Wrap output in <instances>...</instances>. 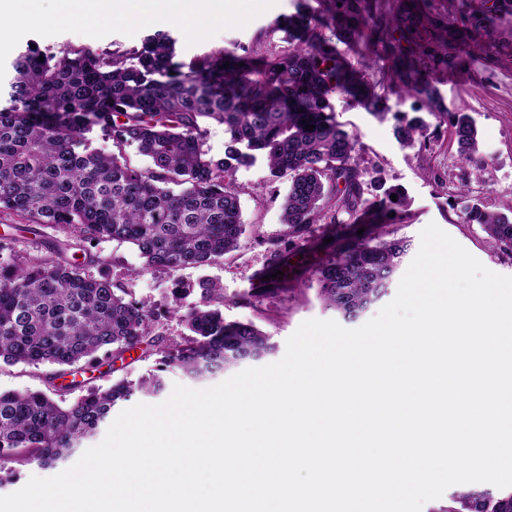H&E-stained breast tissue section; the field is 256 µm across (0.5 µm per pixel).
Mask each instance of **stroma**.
<instances>
[{"instance_id": "stroma-1", "label": "stroma", "mask_w": 512, "mask_h": 512, "mask_svg": "<svg viewBox=\"0 0 512 512\" xmlns=\"http://www.w3.org/2000/svg\"><path fill=\"white\" fill-rule=\"evenodd\" d=\"M464 9L486 16L492 43L483 49H457L455 68L434 72L432 78L443 106L470 115L476 125L478 152L489 161L481 179H474L469 169L453 165L456 144L450 126L429 117L428 107L415 98L389 97V113L382 120L350 106L342 96H333L332 102L337 121L356 139L364 198L379 201L396 189L407 200L406 207L395 209L388 218L385 231L409 240L416 250L421 231L436 223L487 269L512 276V253L494 247L481 225L464 221V203L458 198L459 187L466 182L471 200L483 209L501 213L512 210V0H465ZM293 11L294 0H238L234 16L201 29L169 21L146 23L131 16L117 22L107 19L95 28L56 25L23 30L0 49V84H6L13 60L29 46L49 52L88 44L129 50L157 31L176 38L177 59L184 63L220 50L271 60L288 48L283 19ZM401 113L426 118L425 147H406L398 141L395 126ZM232 186L246 226L239 250L205 269L145 273L134 248L104 241L96 248L98 261L91 272L108 277L133 299L148 303L154 312L156 332L170 337L185 332L176 308L190 307L198 299L190 284L204 276L212 278L224 289L225 320L250 322L270 334L276 350L269 360L274 363L284 357L287 339L304 321L336 317L335 312L325 309L311 270L356 236L371 238L376 226L369 221L361 226L315 225L308 241L286 251L282 271L288 282L279 285L271 279L269 248L286 230L281 215L288 180L269 179L265 161L260 158L253 166L237 170ZM254 288L258 296L251 303H241V295ZM160 358L158 352L146 354L138 348L119 359L100 354L81 378L89 387H105L121 378L135 380L156 371Z\"/></svg>"}]
</instances>
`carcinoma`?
Masks as SVG:
<instances>
[{"label":"carcinoma","mask_w":512,"mask_h":512,"mask_svg":"<svg viewBox=\"0 0 512 512\" xmlns=\"http://www.w3.org/2000/svg\"><path fill=\"white\" fill-rule=\"evenodd\" d=\"M327 14L297 12L288 29L299 44L253 76L247 58L220 51L200 61H174L175 40L164 32L141 47H66L44 56L28 49L12 62L9 105L0 107V214L19 220L15 233L38 234L54 224L79 240L58 241L48 253L0 264V362L55 368L49 382L91 366L99 352L120 357L146 345L161 353L157 372L132 383L118 379L89 387L68 400L42 391H0V471L10 464L55 467L93 436L120 401L135 393L164 391L162 373L178 370L200 379L259 361L274 351L271 336L253 323L224 322V289L198 280L199 301L180 315L188 334L177 339L153 333L151 307L87 268L102 241L136 247L142 271L175 273L205 268L242 245L246 228L231 180L257 155L270 177H289L282 203L286 236L303 240L324 218L325 197L353 217L371 207L362 198L352 136L336 122L334 92L381 118L388 96L425 102L449 123L457 145L452 159L481 172L476 130L468 115L442 109L429 71L452 69V50L469 40L486 43L484 18L460 13L457 26L408 56L396 52L393 32L414 37L433 22L428 0H409L391 22L374 13L370 0H332ZM328 29L331 36L307 37ZM394 58L389 79L377 92L364 75L346 67L336 43L362 37ZM203 119L224 124V156L204 150ZM315 126L305 129V124ZM424 126L401 119L398 139L418 142ZM99 128L116 151L89 149L86 134ZM134 146L150 159L138 168L123 150ZM483 225L495 246L512 251V220L476 204L463 210ZM411 244L376 237L349 244L314 272L326 307L357 320L388 294ZM436 512H512V491L461 488Z\"/></svg>","instance_id":"1"}]
</instances>
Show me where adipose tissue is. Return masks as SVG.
I'll return each instance as SVG.
<instances>
[{"label":"adipose tissue","instance_id":"obj_1","mask_svg":"<svg viewBox=\"0 0 512 512\" xmlns=\"http://www.w3.org/2000/svg\"><path fill=\"white\" fill-rule=\"evenodd\" d=\"M54 15L33 10L28 0H0V45L9 44L18 30L49 24L99 25L103 16L115 19L135 13L148 21L196 15L221 18L233 15L234 0H57Z\"/></svg>","mask_w":512,"mask_h":512}]
</instances>
